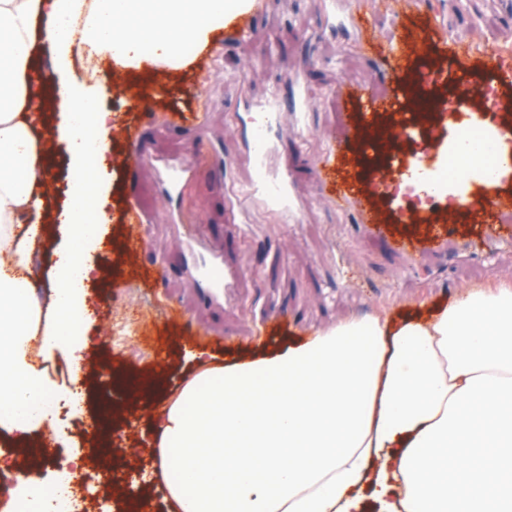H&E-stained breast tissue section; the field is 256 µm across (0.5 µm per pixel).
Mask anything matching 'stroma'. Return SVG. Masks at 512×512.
<instances>
[{
  "instance_id": "obj_1",
  "label": "stroma",
  "mask_w": 512,
  "mask_h": 512,
  "mask_svg": "<svg viewBox=\"0 0 512 512\" xmlns=\"http://www.w3.org/2000/svg\"><path fill=\"white\" fill-rule=\"evenodd\" d=\"M408 12L429 17L448 42L477 52L512 44V0H251L246 34L225 28L187 68H157L164 103L134 106L130 88L101 94L112 123L101 199L109 222L85 283V430L57 432L66 453L97 451L98 404L111 393L103 367L160 372L172 388L201 351L224 361L309 339L352 315H382L512 281V241L475 248L452 236L420 259L397 255L319 182L327 147L345 131L337 84L392 94L387 48ZM354 15L366 18L376 50L358 45ZM188 107L197 120L175 123L174 109ZM263 124L267 145L258 156L253 137ZM201 154L212 165L172 188L171 165ZM267 169L287 173L292 213L232 205V191L249 189ZM216 258L236 273L218 293L202 276ZM174 308L181 318L173 326ZM116 317L145 321L165 344V357L135 340L112 343L107 330ZM279 321L286 324L280 331ZM114 407L112 445L124 464L98 458L97 468L132 481L139 493L161 481L150 456L154 411L119 399Z\"/></svg>"
}]
</instances>
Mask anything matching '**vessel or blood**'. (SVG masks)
Instances as JSON below:
<instances>
[{
	"mask_svg": "<svg viewBox=\"0 0 512 512\" xmlns=\"http://www.w3.org/2000/svg\"><path fill=\"white\" fill-rule=\"evenodd\" d=\"M439 33L428 20L408 16L399 41L388 48L396 65L391 79L402 98L414 99L419 108H426L428 92L422 78L413 73V66L422 58L424 50H437ZM457 60L456 75L465 81H475L480 72V58L467 48L453 47ZM336 97L348 111L347 131L331 144L326 151L322 167L318 171L321 183L337 203L358 204L359 215L367 230L384 241L390 250L412 257L442 248L453 232H463L474 243L512 239V225L499 220L501 209L512 207V194L503 192L495 179V171L512 167V152L502 151L497 143L512 135L507 127L495 130L469 128L459 132V140L480 139L491 148L489 164L466 173L456 174L450 186L462 199H469L473 184H480L484 203L480 208L462 207L459 214L448 219L409 223L400 205L391 203L380 207L367 193L366 187L374 173L367 166L381 145L385 131L381 114L387 111L386 102L367 95L364 90L341 83L336 87ZM287 176L272 179L260 174L249 190L236 194L237 204H244L254 197H262L266 203L283 205L286 196Z\"/></svg>",
	"mask_w": 512,
	"mask_h": 512,
	"instance_id": "obj_1",
	"label": "vessel or blood"
}]
</instances>
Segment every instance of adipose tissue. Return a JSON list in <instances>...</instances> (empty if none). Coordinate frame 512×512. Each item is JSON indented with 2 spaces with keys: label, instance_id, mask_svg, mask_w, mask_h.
I'll list each match as a JSON object with an SVG mask.
<instances>
[{
  "label": "adipose tissue",
  "instance_id": "adipose-tissue-1",
  "mask_svg": "<svg viewBox=\"0 0 512 512\" xmlns=\"http://www.w3.org/2000/svg\"><path fill=\"white\" fill-rule=\"evenodd\" d=\"M250 0H0V427L24 438L55 413L38 372L16 378L18 350L44 312L46 356L81 343L85 255L107 217L100 160L111 134L100 86L71 75L86 42L127 71L190 63ZM56 84L37 87L36 47ZM69 159L57 215L71 243L40 298L23 276L38 256L54 150ZM163 395L152 446L174 512H512V283L471 288L430 308L353 316L282 349L197 358Z\"/></svg>",
  "mask_w": 512,
  "mask_h": 512
}]
</instances>
